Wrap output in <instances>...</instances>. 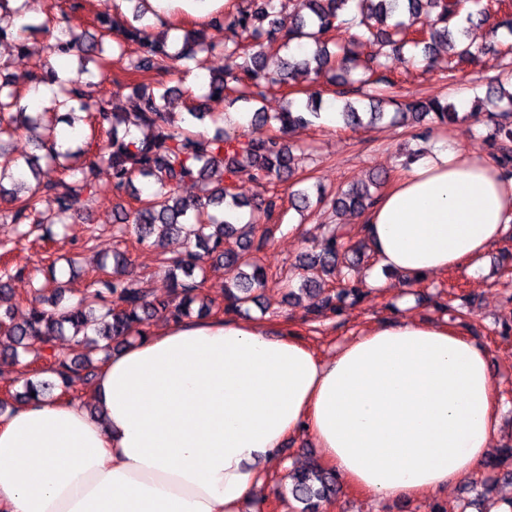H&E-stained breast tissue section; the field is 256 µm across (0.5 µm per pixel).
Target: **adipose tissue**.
<instances>
[{
	"instance_id": "adipose-tissue-1",
	"label": "adipose tissue",
	"mask_w": 512,
	"mask_h": 512,
	"mask_svg": "<svg viewBox=\"0 0 512 512\" xmlns=\"http://www.w3.org/2000/svg\"><path fill=\"white\" fill-rule=\"evenodd\" d=\"M368 286L477 261L512 226V177L438 142L364 217ZM487 353L447 323L382 321L325 360L257 319H184L103 358L96 413L34 398L0 415V512H247L304 432L378 498L448 490L498 428Z\"/></svg>"
}]
</instances>
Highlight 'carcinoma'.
<instances>
[{"instance_id":"cac0c4a2","label":"carcinoma","mask_w":512,"mask_h":512,"mask_svg":"<svg viewBox=\"0 0 512 512\" xmlns=\"http://www.w3.org/2000/svg\"><path fill=\"white\" fill-rule=\"evenodd\" d=\"M307 13L286 29L280 15L286 0H246L234 12H217L202 23H193L181 29L176 37L180 48L172 50V40L165 23L155 26L145 20L146 11L133 13L130 19L120 20L110 11L95 13L94 31H77L71 20H66L65 34L48 47V59L43 71L30 74L27 81L42 83L56 76L54 63L61 55L79 60L97 54L103 55L105 45L118 30L125 41L138 47V55L130 63L133 74L145 71L169 74L182 70L186 73L205 69L209 55L219 50L224 54L225 66L220 73H210L204 80L203 98L209 101L249 103L265 91L287 83L301 75L314 83L326 76L336 86V97L344 100L340 115L343 125L360 124L363 114L348 97L357 93L353 84L369 87L370 119H380L385 108L395 112L391 124L402 126L411 122L423 131L432 125L452 126L462 117L485 115L489 125V139L499 154L501 165L512 172V73L496 83L487 85L485 95H474L471 111L460 113L445 94L400 101L392 88L395 82L383 72L380 62L384 46L400 52L409 47L429 61L438 44L449 42L452 57L442 79L455 80L456 71L464 60L499 45L497 38L476 44L470 39L469 25L482 22L489 11L484 0H301ZM223 28L229 32L224 45L217 47L207 39L205 28ZM8 42L17 53L27 51L25 41L15 31L0 25V43ZM369 44L378 47L363 55L359 47ZM286 52L281 68L272 72L265 59L270 53ZM88 70L79 68L76 78L58 85L49 104L38 102L23 105L18 80L10 73L0 71V156L21 130L27 132L43 128L47 131L41 149L49 167L69 171L72 166L60 161L90 156L82 167V176L67 180L48 179L36 187H28L22 179V167L36 171L39 156L24 163L0 165V200L11 205L8 213H0L1 224H67L75 219L89 201L104 194L96 180L99 165H105L112 175V190L122 191L141 182L149 187L147 198L138 199L139 206H117L114 223L117 232L131 234L137 244L159 246L166 237L177 236L186 241L183 253L174 259L162 258L168 268L171 296L156 300L148 291L147 282L128 278L129 257L116 250L112 254V271L107 262H97L105 278L93 281L78 302L61 305L62 288L57 278L54 287L41 288L30 301L27 317L14 322L10 318V288L0 284V335L10 345L3 351L4 365L20 364L22 354L37 338L45 343L51 336L70 335L79 344L106 346L134 328L162 315L175 321L200 318L212 313L213 304L201 298L207 265L222 266L230 275L224 291V312L242 314L249 305L257 303L259 291L266 288L269 273L257 257L269 241V230L261 234L245 235L232 221L225 218L228 210H246L250 215L246 226L255 229L272 220L281 210V197L275 193L265 198H249L224 184V175L231 177L248 168L255 183L285 184L295 173V157L287 135L297 127L312 124L319 117L318 92L307 95L306 109L288 107L273 115L255 111L254 120L271 125L273 133L261 141L246 140L241 134L219 132L209 137L194 131L190 125H178L170 117V96L182 94L178 87L162 83L156 90L139 92L133 112H118L110 108V100L97 94V83L87 76ZM68 106L90 117L91 134L83 146L75 151L60 153L56 149L55 127L52 116L58 107ZM143 133L138 142L125 141L130 127ZM192 181L207 186V194L187 199L179 195L183 184ZM386 176L372 178L371 186L352 184L341 189L330 199L319 193V201H328L336 212L362 214L378 199L371 188H380ZM352 229L337 225L331 228L319 250L302 255L298 267L305 270L318 266L330 278H336L340 259L349 253H359L357 245L350 244ZM239 240L238 250H227L224 241ZM300 291L322 295L321 307L336 312L347 300L357 301L363 288L357 282L343 281L328 288L309 279L302 280ZM93 370L88 358L68 360L52 355L47 373L56 376L59 383L28 379L18 399L31 394L46 395L61 386L69 389L77 379L88 378ZM486 467L502 472L512 481V446L500 449L497 458L486 462ZM288 479L294 500L302 504L298 512H318L320 503L330 501L341 493L336 472L314 461L309 466L289 472Z\"/></svg>"}]
</instances>
